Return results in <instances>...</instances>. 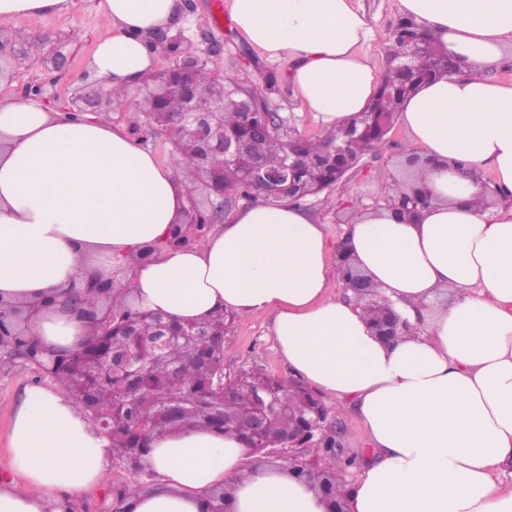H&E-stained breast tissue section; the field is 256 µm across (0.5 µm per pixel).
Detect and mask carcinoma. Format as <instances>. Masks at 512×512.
<instances>
[{
	"instance_id": "cac0c4a2",
	"label": "carcinoma",
	"mask_w": 512,
	"mask_h": 512,
	"mask_svg": "<svg viewBox=\"0 0 512 512\" xmlns=\"http://www.w3.org/2000/svg\"><path fill=\"white\" fill-rule=\"evenodd\" d=\"M417 37L424 38V47L413 58L411 68L407 71L387 68L377 94L366 107L376 113V123L367 142L371 149L384 141L398 119L403 102L421 84L443 76L439 66L443 49L425 38L416 23L407 17L393 30L388 56L399 55L405 43ZM195 81L198 92L207 98H249L253 103L252 125L265 123L275 78L246 83L230 77L219 80L209 67L203 66L196 70ZM180 107L181 99L175 93L165 98L145 95L136 104L138 116L133 128H139L142 119L151 112ZM222 120L225 137L248 134L244 116L232 106H224ZM359 122L357 118L347 127L325 131L317 137H297L281 124L253 140L252 150L270 169L279 168L289 151L300 152L301 166L291 188V202L300 205L336 184V172L344 173L360 161L363 152L348 144L350 130ZM172 160L187 169L191 182L189 196H194L201 166L195 148L180 144L173 149ZM249 163L248 157L231 165L223 157L214 156L209 168L224 181L225 195L275 203L263 186L246 180L243 171ZM129 323L148 336L157 329L153 314L117 306L109 328L98 325L82 351L56 358L55 379L63 382L78 399L84 390L91 392L88 414L96 421H107L103 431L111 441L112 451L122 454L123 460L138 472L145 471L144 461L154 437L184 428L235 434L263 456L266 449L281 447L288 432H300L308 409L320 401L304 385L289 386L263 372L243 370L232 379L222 376L224 338L228 331L225 314L197 322L196 330L203 337L171 338L159 350L141 352L133 371L113 376L106 370V359L130 349ZM247 415L262 419L263 436L257 441L242 432ZM315 456L325 459L320 467L323 475L320 490L327 498L340 499L344 481L338 475L340 455L336 453L335 439L312 435L305 440L298 452L299 465L307 468Z\"/></svg>"
}]
</instances>
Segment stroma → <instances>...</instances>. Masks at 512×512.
Returning <instances> with one entry per match:
<instances>
[{
    "instance_id": "1",
    "label": "stroma",
    "mask_w": 512,
    "mask_h": 512,
    "mask_svg": "<svg viewBox=\"0 0 512 512\" xmlns=\"http://www.w3.org/2000/svg\"><path fill=\"white\" fill-rule=\"evenodd\" d=\"M92 0H69L65 11L54 15H34L16 19L13 29L25 35H50L64 38L63 52L68 61L62 73L49 71L43 64L31 59L14 61L9 77L0 80V95H20L29 86L38 85L51 105H58L83 83L88 60L97 43L106 37L109 29L104 21L91 15ZM365 12L371 35L364 50L378 69H385L389 38L400 14L397 0H356ZM212 0H194L192 10L183 12L178 24L183 34L184 48L202 49L204 39H211L221 47L214 58L215 68L223 75L242 81H259L275 76L276 87L270 96V105L286 119L288 125L303 135L314 137L322 128L316 117L295 98L290 73L294 67L291 58L270 59L251 46L237 27L218 28L211 16ZM426 157L411 151L409 134L402 124H394L384 143L365 154L343 181L305 204L306 210L318 223L324 224L330 245L345 236L352 221L351 204L361 199L363 205L376 206L404 185L413 165L422 164ZM390 170L393 181L380 182L379 170ZM274 315L264 311L234 316L224 339V372L233 376L240 371L259 370L288 381L293 377L288 365L276 355L271 335ZM38 385L47 389H61V382L41 373L37 366L0 357V483L21 484L22 476L13 464L9 438L14 413L26 388ZM344 458L342 476L356 479L371 458L370 448L360 418L354 411L340 412ZM140 473L130 470L118 458L112 459L104 485L88 489L71 497L68 512H117L119 490L141 481Z\"/></svg>"
}]
</instances>
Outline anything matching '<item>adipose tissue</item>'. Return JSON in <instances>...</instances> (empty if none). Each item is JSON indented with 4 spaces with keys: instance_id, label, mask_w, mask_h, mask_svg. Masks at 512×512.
<instances>
[{
    "instance_id": "1",
    "label": "adipose tissue",
    "mask_w": 512,
    "mask_h": 512,
    "mask_svg": "<svg viewBox=\"0 0 512 512\" xmlns=\"http://www.w3.org/2000/svg\"><path fill=\"white\" fill-rule=\"evenodd\" d=\"M464 73L423 84L403 104L412 149L432 158L416 183L432 196L417 222L360 208L347 232L358 269L409 330L385 343L363 304L331 292L324 225L292 203H254L199 245L139 250L166 238L187 204L174 164L125 126L74 120L38 102L0 98V299L39 302L30 331L44 357L73 354L92 328L63 306L69 282L114 279L116 303L189 322L219 312H274L279 358L360 417L373 456L346 484L347 512H512V82L487 75L512 51V0H397ZM246 39L290 57L301 106L324 128L356 116L378 77L362 51L370 29L354 0H229ZM179 0H98L110 36L88 66L134 111L154 70L148 32ZM490 170L498 188L461 177ZM10 448L23 486L0 484V512H66L102 484L112 455L66 395L26 389ZM233 435L188 428L154 438L157 484L125 512H202L217 490L231 512H326L287 468L246 464Z\"/></svg>"
}]
</instances>
